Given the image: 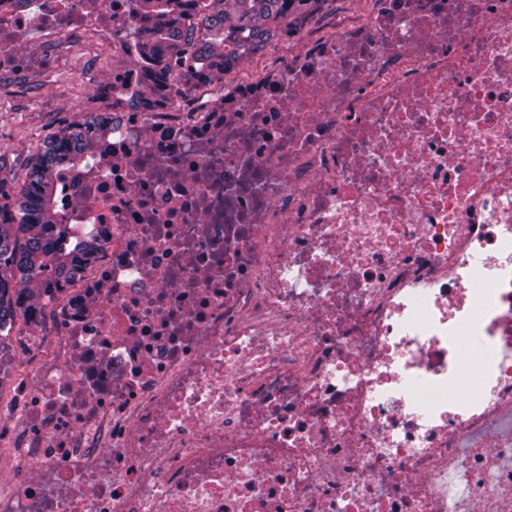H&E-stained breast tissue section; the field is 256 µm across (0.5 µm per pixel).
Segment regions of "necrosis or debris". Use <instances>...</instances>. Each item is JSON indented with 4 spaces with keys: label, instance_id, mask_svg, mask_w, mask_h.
I'll return each instance as SVG.
<instances>
[{
    "label": "necrosis or debris",
    "instance_id": "4bbe7bcc",
    "mask_svg": "<svg viewBox=\"0 0 512 512\" xmlns=\"http://www.w3.org/2000/svg\"><path fill=\"white\" fill-rule=\"evenodd\" d=\"M141 26L0 0V75ZM58 206L102 247L53 340L0 337V512H512V0H372L209 111L124 108Z\"/></svg>",
    "mask_w": 512,
    "mask_h": 512
}]
</instances>
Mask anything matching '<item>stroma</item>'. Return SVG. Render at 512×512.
Wrapping results in <instances>:
<instances>
[{
	"instance_id": "stroma-1",
	"label": "stroma",
	"mask_w": 512,
	"mask_h": 512,
	"mask_svg": "<svg viewBox=\"0 0 512 512\" xmlns=\"http://www.w3.org/2000/svg\"><path fill=\"white\" fill-rule=\"evenodd\" d=\"M369 8L368 0H326L308 20L307 31L336 37L345 20ZM114 62L111 43L88 34L24 80L0 79V160L16 180H23L46 135L83 122L97 108V94Z\"/></svg>"
}]
</instances>
